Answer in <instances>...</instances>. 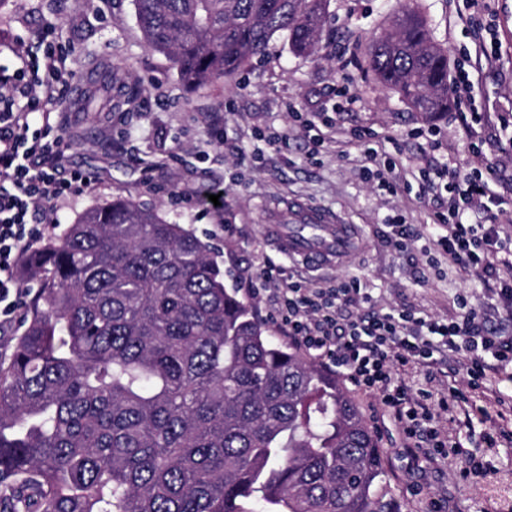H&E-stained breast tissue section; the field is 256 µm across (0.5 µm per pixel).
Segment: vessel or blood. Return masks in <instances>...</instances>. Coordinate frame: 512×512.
<instances>
[{
  "instance_id": "obj_1",
  "label": "vessel or blood",
  "mask_w": 512,
  "mask_h": 512,
  "mask_svg": "<svg viewBox=\"0 0 512 512\" xmlns=\"http://www.w3.org/2000/svg\"><path fill=\"white\" fill-rule=\"evenodd\" d=\"M279 247L304 266L321 268L349 261L361 248L352 225L339 215L301 201L288 205V221L273 225Z\"/></svg>"
}]
</instances>
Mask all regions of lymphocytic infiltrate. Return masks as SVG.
I'll use <instances>...</instances> for the list:
<instances>
[{
    "label": "lymphocytic infiltrate",
    "instance_id": "lymphocytic-infiltrate-1",
    "mask_svg": "<svg viewBox=\"0 0 512 512\" xmlns=\"http://www.w3.org/2000/svg\"><path fill=\"white\" fill-rule=\"evenodd\" d=\"M68 57L62 48L45 46L36 63L42 75L26 104L0 110V332L11 327L26 295L17 270L49 230L32 222L33 211L82 193L90 182L82 171L65 174L60 169L69 142L54 115L69 73ZM419 178L424 193L447 179L452 198L447 214L438 218L437 243L452 263L495 282L501 311L512 318V233L505 231L490 190L494 169H424ZM253 292L269 295L274 320L295 345L376 398L401 429L403 449L417 463L439 456L440 442L431 427L435 404L429 391L415 394L399 381L400 370H426L434 354L463 352L470 385L492 373L512 372V338L492 332L466 293L456 297L459 316L447 322L409 312L347 316L345 307L371 301L359 282L310 288L282 282L279 270L269 266L262 269Z\"/></svg>",
    "mask_w": 512,
    "mask_h": 512
}]
</instances>
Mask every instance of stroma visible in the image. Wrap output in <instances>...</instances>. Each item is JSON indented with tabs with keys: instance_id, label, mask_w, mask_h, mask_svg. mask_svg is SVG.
<instances>
[{
	"instance_id": "35a3bbf8",
	"label": "stroma",
	"mask_w": 512,
	"mask_h": 512,
	"mask_svg": "<svg viewBox=\"0 0 512 512\" xmlns=\"http://www.w3.org/2000/svg\"><path fill=\"white\" fill-rule=\"evenodd\" d=\"M487 3L481 18L496 32L486 46L497 56L490 66L475 51L467 0H330L319 55H297L286 36H277L245 69L191 91L166 55L145 46L134 0H0L1 45L36 57L48 36L69 50L74 76L103 67L113 75L111 111H81L79 96L64 92L59 121L71 148L61 165L93 180L57 209L37 208L32 220L52 222L59 234L83 211L129 197L211 243L215 260L261 320H268L271 302L251 294L248 283L272 264L287 281L358 278L380 313L450 320L459 314L457 294L468 291L489 325L512 336V322L500 317L485 285L436 244L432 224L447 213V194L420 195L416 178L419 168L450 155L492 165L498 177L491 188L512 210V0ZM407 8L427 16L433 40L447 50L449 82L469 73L473 87L463 109L485 115L475 129L481 154L468 147L454 115L423 118L371 72L368 44ZM297 111L330 119L307 131L295 121ZM430 128L441 133L436 152L423 136ZM357 129L372 139L356 141ZM273 132L287 134L286 151L269 148L265 137ZM371 154L393 165L394 192L364 179ZM218 186L225 190L223 210L198 205L202 191ZM291 199L341 214L356 225L364 252L342 267L318 270L288 259L265 226ZM398 214L424 228L403 252L386 238V223ZM458 388L460 410L438 411L434 425L441 440L463 451L418 469L400 457L401 433L376 412L375 399L353 390L383 451L393 512H424L429 493L447 499V512H512V405L488 401L463 382Z\"/></svg>"
}]
</instances>
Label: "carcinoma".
<instances>
[{"label": "carcinoma", "instance_id": "1", "mask_svg": "<svg viewBox=\"0 0 512 512\" xmlns=\"http://www.w3.org/2000/svg\"><path fill=\"white\" fill-rule=\"evenodd\" d=\"M190 90L264 54L317 52L329 0H134ZM367 47L382 87L448 112V54L406 10ZM112 109L90 83L84 111ZM41 281L0 358V512H391L382 453L342 382L271 336L211 246L131 198L35 251Z\"/></svg>", "mask_w": 512, "mask_h": 512}]
</instances>
